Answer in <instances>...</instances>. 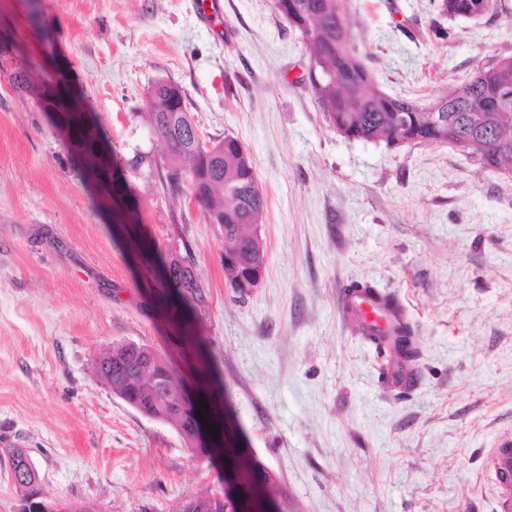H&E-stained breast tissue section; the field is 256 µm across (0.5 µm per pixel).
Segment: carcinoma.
Masks as SVG:
<instances>
[{
    "label": "carcinoma",
    "mask_w": 512,
    "mask_h": 512,
    "mask_svg": "<svg viewBox=\"0 0 512 512\" xmlns=\"http://www.w3.org/2000/svg\"><path fill=\"white\" fill-rule=\"evenodd\" d=\"M286 21L312 47L317 73L334 75L321 83H311L322 112L337 134L348 140L383 141L388 146L402 143H443L461 146L470 157L487 169L512 174V105L495 108L501 91L512 89V60L483 64L474 76L431 101H417L388 95L375 84L373 75L358 50L343 0H289ZM497 0H440V12L451 18L471 19L497 10ZM13 89L31 95L44 105L46 89L16 79ZM148 112L144 118L152 133L167 148L173 160L197 174L192 187L196 206L206 220L224 216L217 225L224 248H232L234 257H222L224 279L238 293L247 292L256 274L263 273L266 252L257 237L263 223L265 198L255 171L242 166L241 141L227 134L224 160L217 170L209 168L204 158L194 155L186 144L187 136L173 121L175 113L187 111L186 100L173 101L164 95L148 93ZM73 131L88 143L90 157L100 154L98 137L81 122ZM171 290L176 313L194 320L207 301L194 271L189 253L179 254L171 271L163 276ZM377 343H387L384 355L392 364L411 362L419 356L412 326L399 319L391 334L366 333ZM141 363L129 355L102 369V378L112 385V392L123 401L140 403L143 413L151 414L155 401L149 382L139 377ZM177 432L192 453L193 439L212 436L204 428H195L187 413L172 418Z\"/></svg>",
    "instance_id": "obj_1"
}]
</instances>
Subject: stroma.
Instances as JSON below:
<instances>
[{
	"instance_id": "stroma-1",
	"label": "stroma",
	"mask_w": 512,
	"mask_h": 512,
	"mask_svg": "<svg viewBox=\"0 0 512 512\" xmlns=\"http://www.w3.org/2000/svg\"><path fill=\"white\" fill-rule=\"evenodd\" d=\"M195 0H0V27L64 76L107 142L109 167L161 154L141 114L178 84L203 139L247 149L266 199L260 283L238 296L223 239L157 170L126 171L140 237L189 247L207 301L183 340L157 264L134 252L110 186L55 114L0 81V439L26 448L50 499L96 512H180L223 492L222 461L116 397L99 355L135 342L196 388L224 384L229 417L282 512H500L492 449L512 443V177L441 143L338 135L309 81L311 53L273 0H223L224 37ZM451 19L437 0H344L387 94L432 99L512 56V0ZM41 13L33 22L32 10ZM368 283L416 329L403 389L345 320Z\"/></svg>"
}]
</instances>
